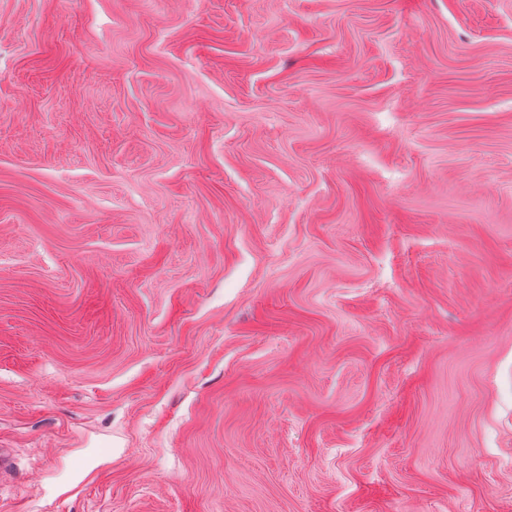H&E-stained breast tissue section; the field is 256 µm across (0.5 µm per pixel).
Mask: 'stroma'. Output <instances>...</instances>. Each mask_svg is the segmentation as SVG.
<instances>
[{
  "label": "stroma",
  "instance_id": "35a3bbf8",
  "mask_svg": "<svg viewBox=\"0 0 512 512\" xmlns=\"http://www.w3.org/2000/svg\"><path fill=\"white\" fill-rule=\"evenodd\" d=\"M0 512H512V0H0Z\"/></svg>",
  "mask_w": 512,
  "mask_h": 512
}]
</instances>
